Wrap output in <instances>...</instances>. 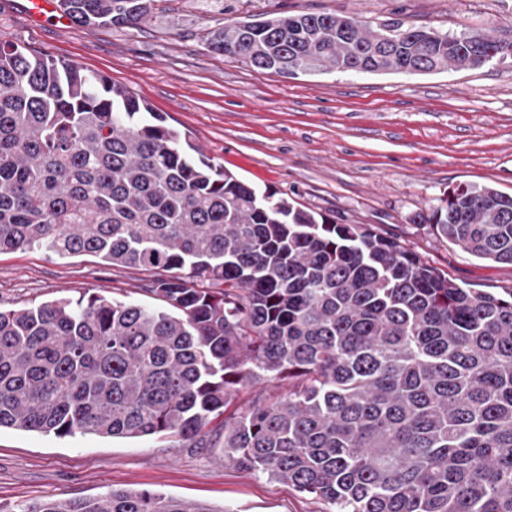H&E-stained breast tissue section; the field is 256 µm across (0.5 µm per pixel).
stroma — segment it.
Wrapping results in <instances>:
<instances>
[{"instance_id":"1","label":"stroma","mask_w":512,"mask_h":512,"mask_svg":"<svg viewBox=\"0 0 512 512\" xmlns=\"http://www.w3.org/2000/svg\"><path fill=\"white\" fill-rule=\"evenodd\" d=\"M0 0V40L129 87L212 162L243 181L331 217L364 224L465 288L512 287V265L478 260L414 217L449 187L512 195V58L429 75L281 76L211 53L204 36L248 14L333 11L369 25L394 19L452 34L512 37V0H156L139 27L39 21ZM150 272L90 255L0 253V309L99 296L153 304ZM154 490L221 512H328L323 500L224 461V433L104 438L0 429V502Z\"/></svg>"}]
</instances>
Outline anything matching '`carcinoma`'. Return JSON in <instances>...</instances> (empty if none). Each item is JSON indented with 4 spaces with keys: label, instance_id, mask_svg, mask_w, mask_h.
Here are the masks:
<instances>
[{
    "label": "carcinoma",
    "instance_id": "carcinoma-1",
    "mask_svg": "<svg viewBox=\"0 0 512 512\" xmlns=\"http://www.w3.org/2000/svg\"><path fill=\"white\" fill-rule=\"evenodd\" d=\"M155 0H57L136 27ZM210 52L282 75L474 69L496 30L450 35L335 12L248 15ZM415 221L512 265V195L458 184ZM94 255L153 274L161 308L101 297L0 310V427L202 441L331 512H512V288H463L362 224L211 163L100 72L0 41V252ZM0 512H223L110 491Z\"/></svg>",
    "mask_w": 512,
    "mask_h": 512
}]
</instances>
